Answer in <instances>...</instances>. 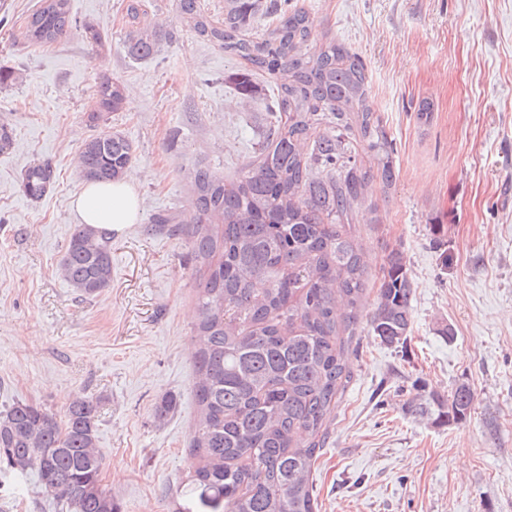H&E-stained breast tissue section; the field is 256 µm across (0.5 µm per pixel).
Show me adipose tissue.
Listing matches in <instances>:
<instances>
[{"mask_svg": "<svg viewBox=\"0 0 512 512\" xmlns=\"http://www.w3.org/2000/svg\"><path fill=\"white\" fill-rule=\"evenodd\" d=\"M79 223L109 233H123L138 222L141 205L134 184L127 180L90 182L72 202Z\"/></svg>", "mask_w": 512, "mask_h": 512, "instance_id": "adipose-tissue-1", "label": "adipose tissue"}]
</instances>
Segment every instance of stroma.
Masks as SVG:
<instances>
[{"label":"stroma","instance_id":"obj_1","mask_svg":"<svg viewBox=\"0 0 512 512\" xmlns=\"http://www.w3.org/2000/svg\"><path fill=\"white\" fill-rule=\"evenodd\" d=\"M39 2L0 0V68L19 74L0 85V123L14 138L0 154V410L23 401L60 414L74 396L100 398L102 483L120 512H182L195 464L197 264L187 233L151 221L189 218L196 164L230 180L255 158L276 80L253 74L262 93L243 101L224 81L241 61L181 22L176 0H142L166 33L148 61L126 52V0H70L78 25L104 30L101 47L76 33L28 45L20 24ZM293 2L315 42L361 57L365 105L395 146V188L374 193L375 223L350 229L364 246L362 313L375 306L386 248L404 251L415 285L405 349L363 329L349 347L351 378L309 475L317 510L512 512V0ZM102 75L130 91L107 125L136 147L127 178L142 204L139 223L112 238L111 288L85 298L60 262ZM423 99L433 106L426 125L415 114ZM42 161L56 180L33 201L21 181ZM447 324L454 339L440 333ZM461 383L474 392L465 423L408 412L415 395ZM166 394L178 406L160 422ZM0 512L60 509L34 475L0 473Z\"/></svg>","mask_w":512,"mask_h":512}]
</instances>
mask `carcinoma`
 I'll list each match as a JSON object with an SVG mask.
<instances>
[{"instance_id": "obj_1", "label": "carcinoma", "mask_w": 512, "mask_h": 512, "mask_svg": "<svg viewBox=\"0 0 512 512\" xmlns=\"http://www.w3.org/2000/svg\"><path fill=\"white\" fill-rule=\"evenodd\" d=\"M182 20L244 60L234 77L239 95L256 89L250 73L277 80V96L256 159L226 183L206 165L194 171L195 210L188 221L199 264L194 333L198 418L189 441L195 466L188 482L195 512H316L308 477L324 447L327 422L351 377L344 335L360 322L365 290L361 246L349 227L372 210L374 182L396 183L395 149L381 116L364 108L368 76L362 59L330 40L310 47L307 13L290 0H224V20L199 0H178ZM125 47L135 60L153 58L161 34L144 21L141 0H128ZM269 20L262 37L245 31ZM77 28L69 0H41L24 25L29 44L56 42ZM126 89L102 76L88 112L98 124L122 110ZM362 145L367 160L358 158ZM135 146L103 130L87 140L78 168L87 181L126 176ZM55 178L48 161L29 166L23 193L40 199ZM65 280L82 297L112 285V240L80 224L61 261ZM414 282L406 256L388 251L369 331L401 348L412 324ZM100 400L74 397L63 416L23 401L0 411V471L35 475L41 491L74 512H118L101 483ZM472 389L443 398L418 396L408 410L460 425ZM177 407L164 396L155 417Z\"/></svg>"}]
</instances>
